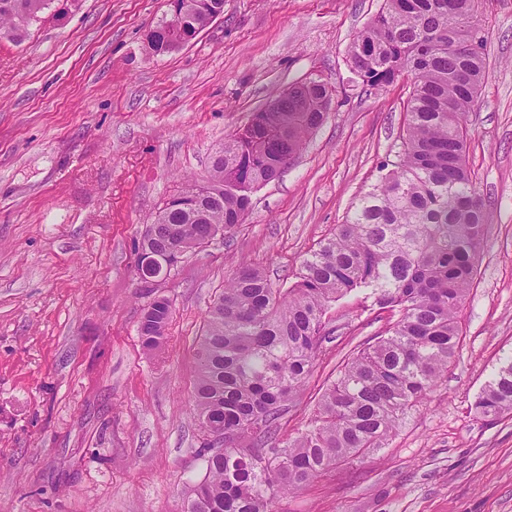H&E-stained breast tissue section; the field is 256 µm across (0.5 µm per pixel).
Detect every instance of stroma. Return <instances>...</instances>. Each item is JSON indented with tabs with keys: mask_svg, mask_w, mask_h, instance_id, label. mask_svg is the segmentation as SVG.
<instances>
[{
	"mask_svg": "<svg viewBox=\"0 0 512 512\" xmlns=\"http://www.w3.org/2000/svg\"><path fill=\"white\" fill-rule=\"evenodd\" d=\"M383 0H224V16L165 56L145 36L167 0H54L20 42L0 36V512H181L203 476L190 395L207 312L241 264L274 287L330 237L406 129L411 79L367 89L353 36ZM481 95L467 163L486 243L458 312L447 375L384 447L280 498L275 512H512V413L474 402L512 357V0H480ZM332 92L325 122L258 188L229 238L142 287L135 244L224 139L288 86ZM171 299L166 339L141 312ZM279 435L303 431L339 365L393 323L367 292L333 304ZM171 316L172 304L164 296L154 297L143 309L139 333L147 351L153 352L162 346Z\"/></svg>",
	"mask_w": 512,
	"mask_h": 512,
	"instance_id": "stroma-1",
	"label": "stroma"
}]
</instances>
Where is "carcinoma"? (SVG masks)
<instances>
[{"label": "carcinoma", "mask_w": 512, "mask_h": 512, "mask_svg": "<svg viewBox=\"0 0 512 512\" xmlns=\"http://www.w3.org/2000/svg\"><path fill=\"white\" fill-rule=\"evenodd\" d=\"M174 30L146 35L163 55L190 43L220 0H185ZM52 0H0V36L21 39ZM473 20L474 46L459 43ZM477 0H385L352 39L370 89L412 77L406 134L392 169L359 197L335 233L301 261L297 281L275 288L245 264L210 306L195 348L192 405L200 425L224 429V451L204 442L205 476L182 512H274L291 492L338 464L381 448L437 382L460 343L458 310L474 285L485 244L484 204L467 166L466 116L475 106L487 60ZM318 94H281L224 140L207 180L191 182L158 212L138 241L137 269L176 266L184 252L231 233L251 208L252 193L288 164L325 120ZM356 290L398 314L387 335L355 353L324 390L307 428L279 437L286 404L302 391L316 357L336 340L326 313ZM172 316L164 296L143 309V347L158 350ZM482 418L512 412V360L474 404Z\"/></svg>", "instance_id": "carcinoma-1"}]
</instances>
